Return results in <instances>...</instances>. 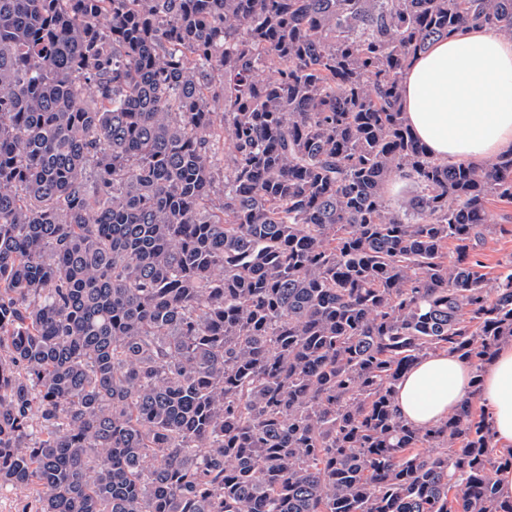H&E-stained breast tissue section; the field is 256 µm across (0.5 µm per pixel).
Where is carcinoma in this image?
Wrapping results in <instances>:
<instances>
[{"label":"carcinoma","mask_w":512,"mask_h":512,"mask_svg":"<svg viewBox=\"0 0 512 512\" xmlns=\"http://www.w3.org/2000/svg\"><path fill=\"white\" fill-rule=\"evenodd\" d=\"M512 0H0V487L18 512H512V154L429 156L410 59ZM222 111H215L216 105ZM417 183L393 208L389 180ZM480 253L483 262L481 272L491 279L500 269V265L512 260V232L497 233L489 237ZM480 398L490 413L498 447L512 446V343L502 345L483 367ZM480 398L472 400L478 408ZM471 367L455 354L437 352L403 374L396 392L400 416L416 425L432 426L448 418L470 397Z\"/></svg>","instance_id":"cac0c4a2"}]
</instances>
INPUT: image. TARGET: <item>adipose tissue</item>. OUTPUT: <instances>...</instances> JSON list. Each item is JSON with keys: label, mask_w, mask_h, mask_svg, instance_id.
I'll return each mask as SVG.
<instances>
[{"label": "adipose tissue", "mask_w": 512, "mask_h": 512, "mask_svg": "<svg viewBox=\"0 0 512 512\" xmlns=\"http://www.w3.org/2000/svg\"><path fill=\"white\" fill-rule=\"evenodd\" d=\"M405 119L443 163L481 166L512 153V37L466 27L414 57L402 79ZM469 364L448 352L416 362L396 392L400 416L416 425L447 419L471 386ZM481 401L497 446H512V343L483 367Z\"/></svg>", "instance_id": "1"}]
</instances>
